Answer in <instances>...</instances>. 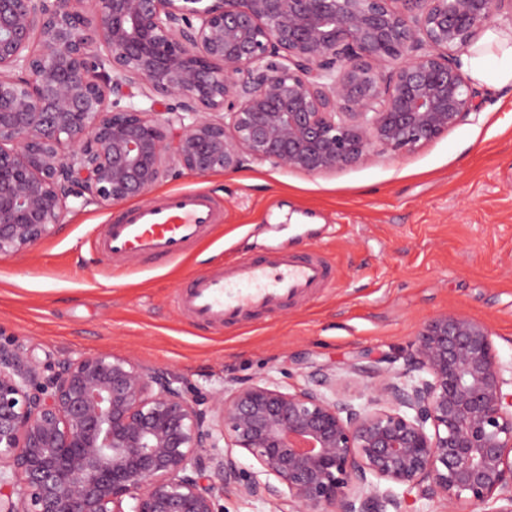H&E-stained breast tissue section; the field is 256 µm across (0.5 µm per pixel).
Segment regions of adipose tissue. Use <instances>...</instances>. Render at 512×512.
I'll list each match as a JSON object with an SVG mask.
<instances>
[{"mask_svg": "<svg viewBox=\"0 0 512 512\" xmlns=\"http://www.w3.org/2000/svg\"><path fill=\"white\" fill-rule=\"evenodd\" d=\"M482 43L485 53L463 55L461 65L471 79L478 83H512V34L492 28L485 32Z\"/></svg>", "mask_w": 512, "mask_h": 512, "instance_id": "1", "label": "adipose tissue"}]
</instances>
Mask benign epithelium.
Returning a JSON list of instances; mask_svg holds the SVG:
<instances>
[{"label": "benign epithelium", "instance_id": "obj_1", "mask_svg": "<svg viewBox=\"0 0 512 512\" xmlns=\"http://www.w3.org/2000/svg\"><path fill=\"white\" fill-rule=\"evenodd\" d=\"M500 16L512 0H0V256L52 234L69 198L121 204L171 161L320 174L414 151L480 111L456 53ZM144 86L166 114L131 102ZM329 389L192 393L128 356L52 367L0 343V512H224L227 489L276 512H405L400 488L512 512V362L483 322L430 319L368 406Z\"/></svg>", "mask_w": 512, "mask_h": 512}]
</instances>
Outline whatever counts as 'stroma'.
I'll list each match as a JSON object with an SVG mask.
<instances>
[{
  "label": "stroma",
  "mask_w": 512,
  "mask_h": 512,
  "mask_svg": "<svg viewBox=\"0 0 512 512\" xmlns=\"http://www.w3.org/2000/svg\"><path fill=\"white\" fill-rule=\"evenodd\" d=\"M483 91L482 110L440 138L333 173L173 168L151 196L206 190L224 221L171 264L102 256L96 240L112 206L70 199L59 232L0 258V341L43 364L75 352L129 356L204 392L229 376L292 388L326 373L358 404L376 378L351 365L402 368L421 327L444 311L484 322L512 360V84ZM271 249L320 251L332 285L219 330L180 312L186 278Z\"/></svg>",
  "instance_id": "stroma-1"
}]
</instances>
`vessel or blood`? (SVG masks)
<instances>
[{"mask_svg": "<svg viewBox=\"0 0 512 512\" xmlns=\"http://www.w3.org/2000/svg\"><path fill=\"white\" fill-rule=\"evenodd\" d=\"M220 221V207L208 192L172 191L116 209L97 246L115 259L163 265L183 256ZM333 277L332 265L316 252L243 257L190 277L181 288L180 307L195 324L221 328L309 299Z\"/></svg>", "mask_w": 512, "mask_h": 512, "instance_id": "vessel-or-blood-1", "label": "vessel or blood"}]
</instances>
